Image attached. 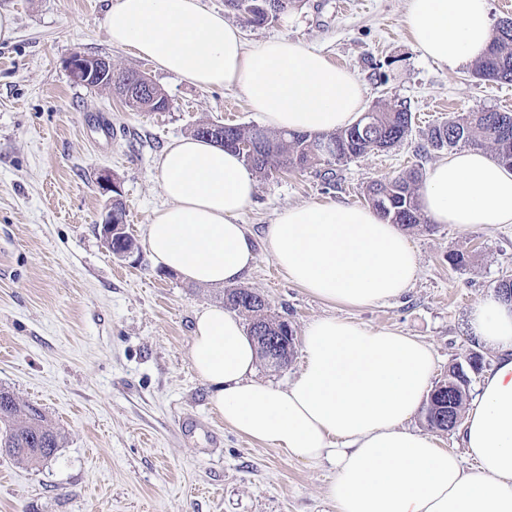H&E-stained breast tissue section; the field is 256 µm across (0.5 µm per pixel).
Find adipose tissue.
Returning a JSON list of instances; mask_svg holds the SVG:
<instances>
[{
    "label": "adipose tissue",
    "instance_id": "1",
    "mask_svg": "<svg viewBox=\"0 0 512 512\" xmlns=\"http://www.w3.org/2000/svg\"><path fill=\"white\" fill-rule=\"evenodd\" d=\"M105 22L114 46L158 71L239 89L271 129L329 133L362 112L363 88L346 68L288 38L246 47L240 27L201 0H115ZM407 28L424 55L450 68L479 59L494 34L488 0H407ZM159 169L168 204L145 237L155 265L202 286L241 281L255 249L238 216L256 192L242 160L188 136L166 146ZM420 197L437 224H512V172L478 151L439 161ZM267 242L291 281L349 308L399 297L419 271L403 232L369 207H288ZM468 325L496 357L461 425L463 457L406 425L434 369L430 347L415 337L320 318L304 333L298 375L275 388L255 380L257 350L240 319L211 306L195 315L191 355L225 424L290 458L334 465L336 512H512V303L488 293Z\"/></svg>",
    "mask_w": 512,
    "mask_h": 512
}]
</instances>
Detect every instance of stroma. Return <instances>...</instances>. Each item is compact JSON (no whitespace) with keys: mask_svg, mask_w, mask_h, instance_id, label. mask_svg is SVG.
Returning a JSON list of instances; mask_svg holds the SVG:
<instances>
[{"mask_svg":"<svg viewBox=\"0 0 512 512\" xmlns=\"http://www.w3.org/2000/svg\"><path fill=\"white\" fill-rule=\"evenodd\" d=\"M110 0H0L16 23L0 41V387L45 411L64 435L55 456L27 466L0 453V512H336L328 462L302 463L237 433L216 413L213 389L191 361L194 317L223 306V291L155 266L143 240L167 205L159 158L203 122L261 126L240 91L200 89L112 47ZM407 0H302L248 45L285 36L319 49L363 85L365 107L404 105L413 130L400 145L340 164L256 181L240 221L256 260L241 287L302 340L318 318L342 315L288 280L266 232L284 209L335 201L364 205L368 186L409 171L427 175L448 150L427 148L438 123L483 108L512 112V84L444 68L410 41ZM147 73L170 99L165 112L130 109L112 91L72 81L74 54ZM234 112H227V105ZM114 177L134 251L116 258L99 226ZM419 272L398 299L347 312L368 327L426 343L435 380L471 353L493 352L467 326L472 305L512 277V224L461 233L426 222L407 230ZM468 255L459 269L449 253Z\"/></svg>","mask_w":512,"mask_h":512,"instance_id":"obj_1","label":"stroma"}]
</instances>
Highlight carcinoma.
I'll use <instances>...</instances> for the list:
<instances>
[{
  "label": "carcinoma",
  "instance_id": "carcinoma-1",
  "mask_svg": "<svg viewBox=\"0 0 512 512\" xmlns=\"http://www.w3.org/2000/svg\"><path fill=\"white\" fill-rule=\"evenodd\" d=\"M296 4L297 0H224V6L236 11L252 26H261L270 16L283 14ZM471 73L479 80L512 83V18L498 21L492 42L484 56L474 63ZM125 104L148 112L170 107L167 94L156 85L146 96L127 99ZM412 124L409 109L376 105L367 122L360 121L331 133L271 135L257 127L226 124L221 147L240 154L247 167L266 177L281 170H304L332 161L343 163L369 151L391 149L409 136ZM427 142L434 150L489 147L493 158L512 170V113L486 109L458 115L434 126ZM419 182L416 171L377 180L369 186L365 200L383 220L413 228L425 222L418 195ZM225 303L248 318V333L253 337L259 325L275 336L293 335L288 322L268 313L264 298L256 292L232 288L225 293ZM469 382L462 366L449 369L448 379L435 386L425 406V419L431 427L448 430L437 419L438 403L446 401L455 413H460ZM0 428L3 429L0 450L25 464L37 465L53 457L64 442L62 433L40 408L21 401L5 388H0Z\"/></svg>",
  "mask_w": 512,
  "mask_h": 512
}]
</instances>
